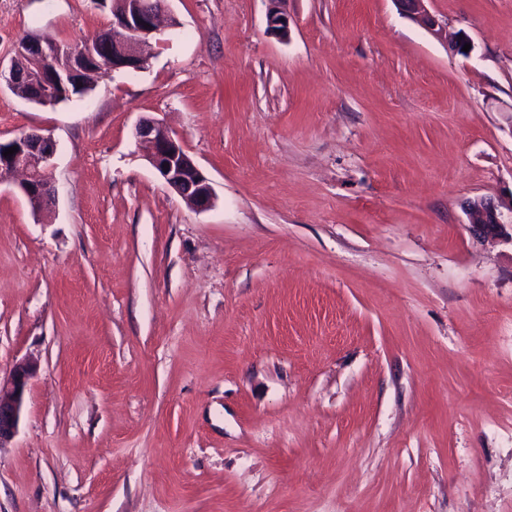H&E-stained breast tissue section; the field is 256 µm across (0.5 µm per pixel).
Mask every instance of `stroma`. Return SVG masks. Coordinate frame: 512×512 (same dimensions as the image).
Masks as SVG:
<instances>
[{"label":"stroma","mask_w":512,"mask_h":512,"mask_svg":"<svg viewBox=\"0 0 512 512\" xmlns=\"http://www.w3.org/2000/svg\"><path fill=\"white\" fill-rule=\"evenodd\" d=\"M148 69L0 139L57 144L34 217L0 180V377L38 362L0 512H512V0H169ZM93 0H0V59ZM465 33L464 57L448 44ZM209 179L190 209L136 124ZM270 8L266 15L268 30L286 40L290 33L291 17L288 14L286 3L288 0H267ZM400 10L410 15L411 17L419 20L425 26L431 30H435V26H438L437 19L429 15L425 6L427 0H394ZM135 137L146 144L150 165L190 208L202 212L213 206L215 195L210 181L165 124L141 120L135 126ZM466 212L469 224L479 234L505 235L506 224L503 223L501 213L491 200L482 198L470 200L466 205Z\"/></svg>","instance_id":"obj_1"}]
</instances>
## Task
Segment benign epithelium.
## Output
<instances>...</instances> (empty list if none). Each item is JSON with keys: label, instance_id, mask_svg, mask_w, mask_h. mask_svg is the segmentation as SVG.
I'll return each instance as SVG.
<instances>
[{"label": "benign epithelium", "instance_id": "7a95c632", "mask_svg": "<svg viewBox=\"0 0 512 512\" xmlns=\"http://www.w3.org/2000/svg\"><path fill=\"white\" fill-rule=\"evenodd\" d=\"M168 0H123V9L112 20V34L99 32L79 50L49 37L36 35L21 39L9 63H0V85L13 89L23 78L19 62L27 59L41 64L38 71H28V78L39 84L37 102L48 105L56 89L81 75L94 73V67L105 66L112 72L143 71L152 58L153 39L161 30V16L167 11ZM266 15L268 30L286 40L291 17L288 0H268ZM400 10L419 20L429 29L438 25L428 14L426 0H395ZM135 137L146 144L148 162L190 208L202 212L214 204V191L208 178L184 150L179 138L162 122L141 120L135 126ZM6 144L18 152L5 156L0 150V178L20 173L18 184L32 212L42 213L51 203L55 189L50 177L51 161L56 143L36 131L22 133ZM466 212L474 231L491 236L504 235L505 224L497 206L488 199L468 201ZM36 375L31 361L18 362L9 377L0 382V448L8 445L17 433L21 420L25 392Z\"/></svg>", "mask_w": 512, "mask_h": 512}]
</instances>
